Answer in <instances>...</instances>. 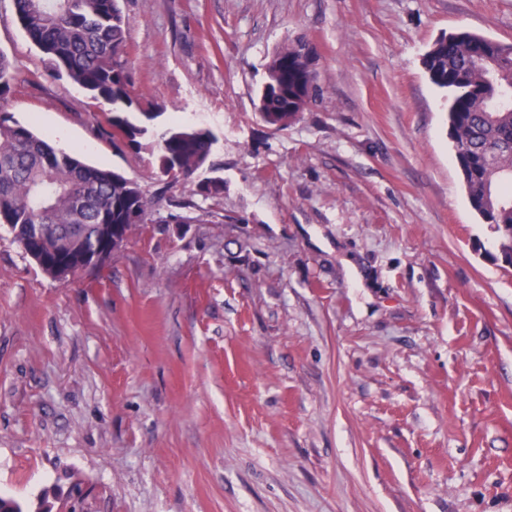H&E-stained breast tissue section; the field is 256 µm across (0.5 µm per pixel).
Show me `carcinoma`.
I'll use <instances>...</instances> for the list:
<instances>
[{
  "label": "carcinoma",
  "instance_id": "cac0c4a2",
  "mask_svg": "<svg viewBox=\"0 0 512 512\" xmlns=\"http://www.w3.org/2000/svg\"><path fill=\"white\" fill-rule=\"evenodd\" d=\"M22 29L53 65L81 86L107 115V133L132 152L154 158L172 182L212 170L211 130L159 121L162 112L135 91L128 28L119 0H13ZM311 48L302 39L271 56L258 111L274 125L294 120L318 93ZM429 80L451 93L449 135L472 209L512 250V44L461 31L437 38L426 53ZM14 84V66L0 51V99ZM205 199L224 195L219 175L198 181ZM149 204L112 171L55 148L0 109V224L40 270L57 280L55 235L79 231V249L99 243L100 224H123L130 235Z\"/></svg>",
  "mask_w": 512,
  "mask_h": 512
}]
</instances>
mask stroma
<instances>
[{"mask_svg": "<svg viewBox=\"0 0 512 512\" xmlns=\"http://www.w3.org/2000/svg\"><path fill=\"white\" fill-rule=\"evenodd\" d=\"M135 87L210 129L224 195L156 176L0 0L6 109L144 190L152 220L57 281L0 228V493L80 512H512V267L471 208L443 33L512 0H121ZM305 37L320 95L255 108Z\"/></svg>", "mask_w": 512, "mask_h": 512, "instance_id": "35a3bbf8", "label": "stroma"}]
</instances>
